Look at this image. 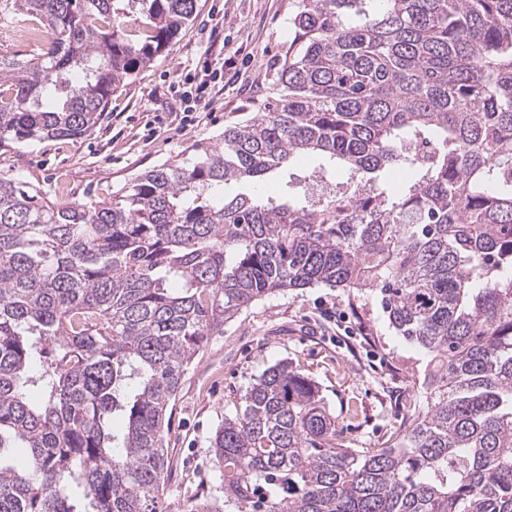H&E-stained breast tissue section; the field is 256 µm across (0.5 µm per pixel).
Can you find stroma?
I'll return each mask as SVG.
<instances>
[{
	"instance_id": "35a3bbf8",
	"label": "stroma",
	"mask_w": 512,
	"mask_h": 512,
	"mask_svg": "<svg viewBox=\"0 0 512 512\" xmlns=\"http://www.w3.org/2000/svg\"><path fill=\"white\" fill-rule=\"evenodd\" d=\"M291 9L292 0H198L187 32L114 93L88 136L0 148V172L54 202H108L157 165L194 161L270 96L271 75L292 38ZM209 55L232 58L241 79L232 87L212 84L207 107L183 126L182 96L195 91L199 62ZM427 360L391 327L373 288L278 291L243 308L182 378L169 425L163 512H191L198 495L217 493L210 440L267 367L285 361L314 380L345 446L363 451L409 428L411 410L423 402Z\"/></svg>"
}]
</instances>
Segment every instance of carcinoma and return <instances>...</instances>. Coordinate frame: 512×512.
Instances as JSON below:
<instances>
[{
	"label": "carcinoma",
	"mask_w": 512,
	"mask_h": 512,
	"mask_svg": "<svg viewBox=\"0 0 512 512\" xmlns=\"http://www.w3.org/2000/svg\"><path fill=\"white\" fill-rule=\"evenodd\" d=\"M12 8L52 38L0 55V148L86 136L197 0ZM288 24L279 97L195 161L83 204L0 172V512H157L184 372L243 307L315 285L380 291L428 352L425 404L357 451L271 365L192 512H512V0H293Z\"/></svg>",
	"instance_id": "carcinoma-1"
}]
</instances>
